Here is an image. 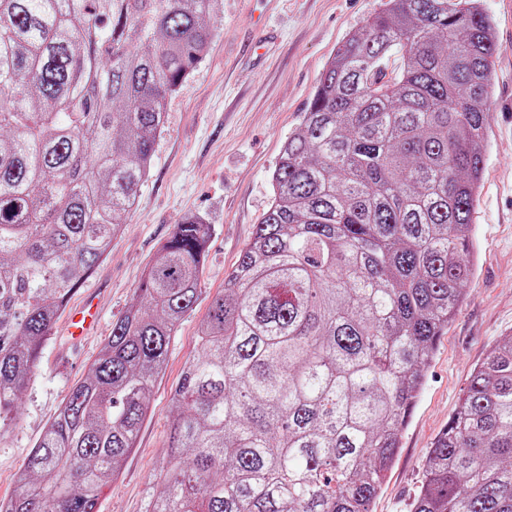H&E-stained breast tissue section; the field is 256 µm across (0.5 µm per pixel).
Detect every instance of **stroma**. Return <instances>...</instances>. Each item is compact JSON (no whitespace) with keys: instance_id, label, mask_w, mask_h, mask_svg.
I'll use <instances>...</instances> for the list:
<instances>
[{"instance_id":"1","label":"stroma","mask_w":512,"mask_h":512,"mask_svg":"<svg viewBox=\"0 0 512 512\" xmlns=\"http://www.w3.org/2000/svg\"><path fill=\"white\" fill-rule=\"evenodd\" d=\"M386 0H221L217 34L205 57L169 99L147 180L105 259L66 307L94 302L99 322L79 340L58 317L35 377L0 429V499L17 491V473L69 388L84 378L131 305L158 246L194 215L212 224L201 294L170 344L150 394L148 416L99 512H142L144 491L164 461L171 397L197 354L199 322L237 264L272 200V172L299 127L317 81L338 46ZM492 20L493 63L487 156L473 235L479 263L467 296L436 346L425 386L371 512H410L425 455L447 426L473 369L512 334V0H479Z\"/></svg>"}]
</instances>
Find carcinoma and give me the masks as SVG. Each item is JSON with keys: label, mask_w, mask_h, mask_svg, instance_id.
<instances>
[{"label": "carcinoma", "mask_w": 512, "mask_h": 512, "mask_svg": "<svg viewBox=\"0 0 512 512\" xmlns=\"http://www.w3.org/2000/svg\"><path fill=\"white\" fill-rule=\"evenodd\" d=\"M218 2L0 0V421L135 206ZM497 51L476 0H387L341 43L199 324L144 512H370L476 271ZM210 235L174 225L0 512H99ZM411 512H512L511 335L473 370Z\"/></svg>", "instance_id": "cac0c4a2"}]
</instances>
